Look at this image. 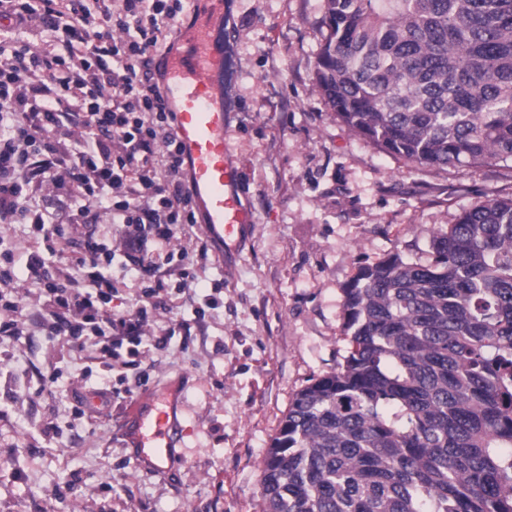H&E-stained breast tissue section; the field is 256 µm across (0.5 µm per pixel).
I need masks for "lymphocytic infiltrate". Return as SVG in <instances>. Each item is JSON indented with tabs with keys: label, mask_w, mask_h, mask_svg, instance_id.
Masks as SVG:
<instances>
[{
	"label": "lymphocytic infiltrate",
	"mask_w": 512,
	"mask_h": 512,
	"mask_svg": "<svg viewBox=\"0 0 512 512\" xmlns=\"http://www.w3.org/2000/svg\"><path fill=\"white\" fill-rule=\"evenodd\" d=\"M186 11L187 0H0V341L58 339L107 376L188 331L158 313L189 294L212 242L177 243L197 212L173 115L142 72ZM12 224L28 227L24 255L3 232ZM89 224L120 230L101 238ZM119 256L135 283L121 305Z\"/></svg>",
	"instance_id": "1"
}]
</instances>
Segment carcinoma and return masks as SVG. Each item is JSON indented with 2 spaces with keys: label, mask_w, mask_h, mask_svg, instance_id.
Wrapping results in <instances>:
<instances>
[{
  "label": "carcinoma",
  "mask_w": 512,
  "mask_h": 512,
  "mask_svg": "<svg viewBox=\"0 0 512 512\" xmlns=\"http://www.w3.org/2000/svg\"><path fill=\"white\" fill-rule=\"evenodd\" d=\"M315 86L420 167L512 161V0H324ZM429 264L344 288L343 362L294 398L266 512H512V198L463 211Z\"/></svg>",
  "instance_id": "obj_1"
}]
</instances>
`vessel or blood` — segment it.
<instances>
[{
	"mask_svg": "<svg viewBox=\"0 0 512 512\" xmlns=\"http://www.w3.org/2000/svg\"><path fill=\"white\" fill-rule=\"evenodd\" d=\"M226 9V0H191L189 23L179 26L165 52L154 56L151 76L166 109L174 114L203 229L230 257L247 238L252 219L240 198L241 162L227 140ZM179 408L175 390L148 389L125 412L122 431L141 467L162 463L179 447Z\"/></svg>",
	"mask_w": 512,
	"mask_h": 512,
	"instance_id": "1",
	"label": "vessel or blood"
}]
</instances>
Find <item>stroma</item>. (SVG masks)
Returning <instances> with one entry per match:
<instances>
[{
  "label": "stroma",
  "instance_id": "obj_1",
  "mask_svg": "<svg viewBox=\"0 0 512 512\" xmlns=\"http://www.w3.org/2000/svg\"><path fill=\"white\" fill-rule=\"evenodd\" d=\"M228 141L254 222L233 259L214 252L197 294L223 283V307L152 352L147 388L181 389L182 444L165 473L138 468L119 433L126 401L76 424L72 390L102 382L57 343L9 349L0 378V512H265L262 461L296 394L346 351L343 290L391 254L431 263L434 234L465 209L512 197V162L429 169L341 122L314 83L323 0H229ZM53 420L58 435L43 432ZM79 497L55 495L70 472Z\"/></svg>",
  "mask_w": 512,
  "mask_h": 512
}]
</instances>
